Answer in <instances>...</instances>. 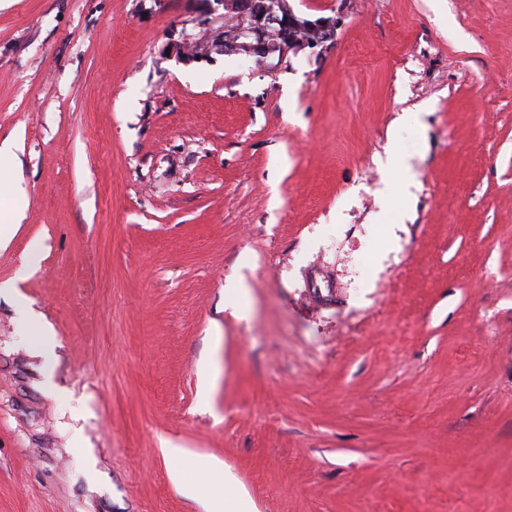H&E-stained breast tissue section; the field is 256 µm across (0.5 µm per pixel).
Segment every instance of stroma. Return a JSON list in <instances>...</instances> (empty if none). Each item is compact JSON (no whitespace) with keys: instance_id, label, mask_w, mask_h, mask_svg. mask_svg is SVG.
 <instances>
[{"instance_id":"35a3bbf8","label":"stroma","mask_w":512,"mask_h":512,"mask_svg":"<svg viewBox=\"0 0 512 512\" xmlns=\"http://www.w3.org/2000/svg\"><path fill=\"white\" fill-rule=\"evenodd\" d=\"M289 2L343 24L271 74L168 55L203 0H0V512H205L165 444L255 512H512V0Z\"/></svg>"}]
</instances>
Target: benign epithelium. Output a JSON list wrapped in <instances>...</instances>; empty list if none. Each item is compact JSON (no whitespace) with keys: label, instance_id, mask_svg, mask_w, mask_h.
I'll list each match as a JSON object with an SVG mask.
<instances>
[{"label":"benign epithelium","instance_id":"benign-epithelium-1","mask_svg":"<svg viewBox=\"0 0 512 512\" xmlns=\"http://www.w3.org/2000/svg\"><path fill=\"white\" fill-rule=\"evenodd\" d=\"M342 17H320L308 21L311 37L301 45L310 48V55L317 56V47L335 39ZM235 25L214 26L203 18L195 24L204 28L199 38L182 32V40L173 44L175 57L182 62L208 58L214 54L231 55L246 53L257 57L260 63L274 71L290 63V48L294 41L291 34V15L282 0H243L235 9Z\"/></svg>","mask_w":512,"mask_h":512}]
</instances>
